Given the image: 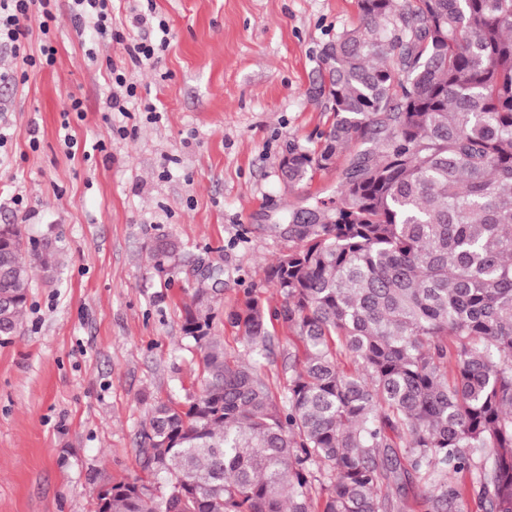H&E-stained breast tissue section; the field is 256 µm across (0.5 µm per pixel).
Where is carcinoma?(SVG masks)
Returning a JSON list of instances; mask_svg holds the SVG:
<instances>
[{
	"label": "carcinoma",
	"instance_id": "obj_1",
	"mask_svg": "<svg viewBox=\"0 0 512 512\" xmlns=\"http://www.w3.org/2000/svg\"><path fill=\"white\" fill-rule=\"evenodd\" d=\"M358 7L322 52L323 143L281 164L294 186L347 159L336 195L263 226L294 243L266 272L281 306L252 288L224 312L251 355L275 320L297 339L285 393L224 347L199 281L182 330L205 386L154 404L139 434L162 489L110 482L101 512H395L418 480L425 512H461L470 493L512 512V0ZM180 252L158 236L153 267ZM30 255L57 268L52 248ZM32 270L0 224V345Z\"/></svg>",
	"mask_w": 512,
	"mask_h": 512
}]
</instances>
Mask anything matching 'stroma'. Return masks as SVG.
<instances>
[{
    "label": "stroma",
    "instance_id": "stroma-1",
    "mask_svg": "<svg viewBox=\"0 0 512 512\" xmlns=\"http://www.w3.org/2000/svg\"><path fill=\"white\" fill-rule=\"evenodd\" d=\"M154 2L170 28L158 64L134 66L106 41L91 61L63 12L54 67L0 90V119L15 131L0 168V224L51 241L61 259L52 280L35 274L18 333L0 346V512H94L100 487L138 475L151 407L186 404L203 386L182 331L197 267L226 272L215 332L245 353L223 313L247 288L279 305L266 270L290 247L265 225L336 186L333 170L286 186L280 165L289 146L317 148L333 120L322 50L358 25L357 0ZM106 57L160 101L158 117L103 121ZM71 93L86 106L69 117L72 159L59 136ZM17 194L26 209H15ZM159 235L182 247L173 272L152 267ZM270 333L260 365L280 395L295 347L282 325Z\"/></svg>",
    "mask_w": 512,
    "mask_h": 512
}]
</instances>
